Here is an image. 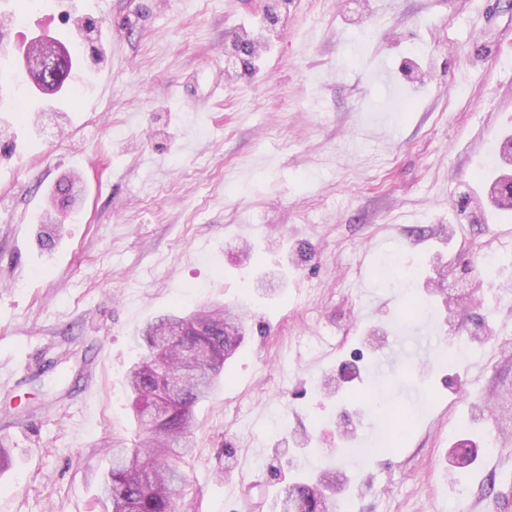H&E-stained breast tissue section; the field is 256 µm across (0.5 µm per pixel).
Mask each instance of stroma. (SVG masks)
<instances>
[{"instance_id":"1","label":"stroma","mask_w":512,"mask_h":512,"mask_svg":"<svg viewBox=\"0 0 512 512\" xmlns=\"http://www.w3.org/2000/svg\"><path fill=\"white\" fill-rule=\"evenodd\" d=\"M79 2L6 0L16 52L88 35L60 112L0 59V512H106L139 331L207 302L249 331L195 408L180 512H274L329 470L351 512H512V411L476 405L512 388V213L461 205L512 133V0H279L271 28L257 0ZM394 421L397 448L354 456Z\"/></svg>"}]
</instances>
